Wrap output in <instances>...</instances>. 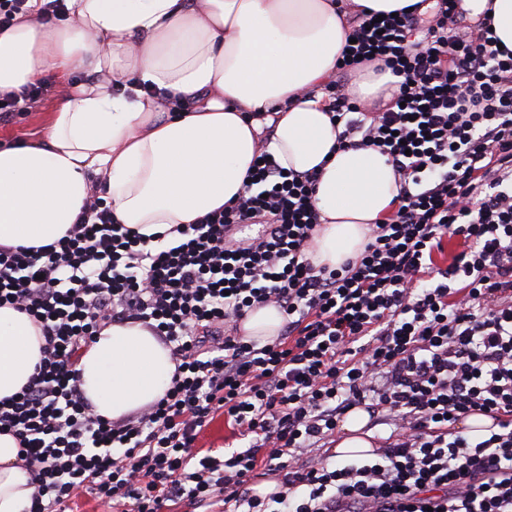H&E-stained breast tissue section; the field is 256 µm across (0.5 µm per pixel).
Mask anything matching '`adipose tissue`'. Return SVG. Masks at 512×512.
Wrapping results in <instances>:
<instances>
[{
	"instance_id": "1",
	"label": "adipose tissue",
	"mask_w": 512,
	"mask_h": 512,
	"mask_svg": "<svg viewBox=\"0 0 512 512\" xmlns=\"http://www.w3.org/2000/svg\"><path fill=\"white\" fill-rule=\"evenodd\" d=\"M0 29V93L49 71L83 80L60 99L36 142L0 144V245L41 247L75 224L92 189L118 223L151 236L189 224L244 189L260 136L283 166L318 171L313 259L335 267L362 250L368 228L398 202L394 171L373 149L342 148L322 87L349 32L336 0H71L66 22L37 15ZM490 15L512 49V0H461ZM40 359L27 315L0 307V399L19 392ZM175 365L146 327L101 331L77 363L97 414L119 420L152 404ZM367 415L351 414L334 453L372 450ZM0 433V512H24L33 492Z\"/></svg>"
}]
</instances>
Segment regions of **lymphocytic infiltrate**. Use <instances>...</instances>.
Instances as JSON below:
<instances>
[{
  "mask_svg": "<svg viewBox=\"0 0 512 512\" xmlns=\"http://www.w3.org/2000/svg\"><path fill=\"white\" fill-rule=\"evenodd\" d=\"M325 86L338 142L391 163L398 206L338 267L315 264L316 173L268 150L243 193L157 248L91 195L68 234L0 246V306L41 333L22 390L0 399V433L20 446L26 512H66L80 492L103 512H512V50L458 0L360 16ZM391 72L399 91L364 102L349 85ZM257 234H249V227ZM462 249L434 261L445 239ZM279 335L240 333L254 308ZM160 336L175 364L164 394L121 421L75 383L82 350L112 324ZM388 426L370 458L333 461L352 411ZM492 423L470 436L472 415ZM244 439L200 455L215 416ZM278 472L276 492L252 485ZM282 323V313L278 308L269 305L257 307L251 311L241 322L240 327L244 336H250L264 343L278 336Z\"/></svg>",
  "mask_w": 512,
  "mask_h": 512,
  "instance_id": "1",
  "label": "lymphocytic infiltrate"
}]
</instances>
